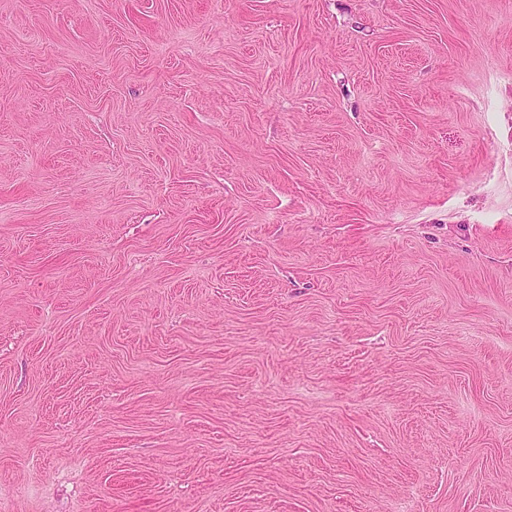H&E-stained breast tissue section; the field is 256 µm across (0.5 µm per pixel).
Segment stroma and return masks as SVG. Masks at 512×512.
<instances>
[{
    "mask_svg": "<svg viewBox=\"0 0 512 512\" xmlns=\"http://www.w3.org/2000/svg\"><path fill=\"white\" fill-rule=\"evenodd\" d=\"M0 512H512V0H0Z\"/></svg>",
    "mask_w": 512,
    "mask_h": 512,
    "instance_id": "obj_1",
    "label": "stroma"
}]
</instances>
